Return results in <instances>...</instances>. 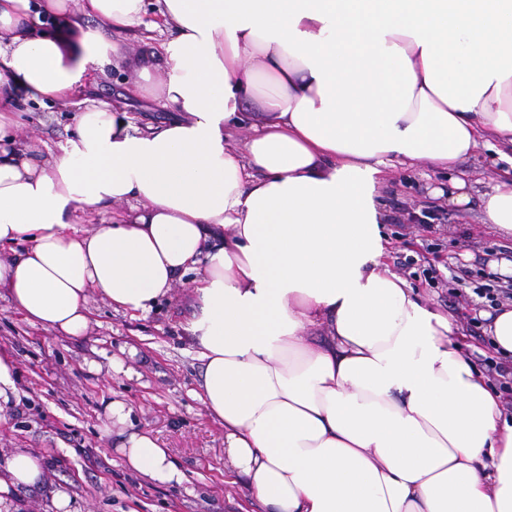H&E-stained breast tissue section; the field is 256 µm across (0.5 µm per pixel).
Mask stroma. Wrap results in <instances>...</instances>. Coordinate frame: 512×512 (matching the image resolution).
<instances>
[{
	"label": "stroma",
	"instance_id": "1",
	"mask_svg": "<svg viewBox=\"0 0 512 512\" xmlns=\"http://www.w3.org/2000/svg\"><path fill=\"white\" fill-rule=\"evenodd\" d=\"M84 92L109 102L124 100L135 128L164 125L172 114L150 95L134 91L132 76L106 67L93 72ZM23 124L17 144L44 157L59 153L75 124V107H44L17 100ZM495 151L479 147L459 165L470 187L464 207L440 206L435 192L447 187L446 172L418 165L396 168L379 185L383 203L381 228L389 241L390 270L407 280L422 299L448 312L458 324L465 352L481 362L487 349L469 331L467 319L478 316L484 300L451 304L448 291L430 287L427 268L440 279L467 272L469 287L496 288L501 251L512 252V238L498 235L482 221V196L497 169ZM438 208L436 232L415 231L400 239L398 230L411 213ZM191 277L177 278L171 292L142 315L117 312L90 292L91 324L85 336L65 338L29 324L6 291H0V353L11 356L18 376V396L0 413V457L19 448L46 460L44 481L13 496L10 512H48L51 490L62 489L77 512H264L240 484L224 480V426L207 414L194 392L200 363L196 348L182 329L191 316L187 296ZM134 347L125 358L126 372L94 371V364ZM124 401L135 429L153 433L172 461L184 471L183 485H168L130 469L118 452L117 433L109 431L102 402Z\"/></svg>",
	"mask_w": 512,
	"mask_h": 512
}]
</instances>
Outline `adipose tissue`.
<instances>
[{
    "label": "adipose tissue",
    "instance_id": "ef3b65f1",
    "mask_svg": "<svg viewBox=\"0 0 512 512\" xmlns=\"http://www.w3.org/2000/svg\"><path fill=\"white\" fill-rule=\"evenodd\" d=\"M150 11L162 46L108 40ZM104 64L177 120L139 132L76 98ZM19 93L76 104L58 156L15 149ZM481 143L512 146V0H0V289L78 337L89 290L143 314L197 271L196 396L266 512H512V422L447 314L387 269L375 198L395 161L452 173L448 204H469L453 171ZM482 208L512 237V176ZM105 411L130 468L186 482L123 401ZM44 473L5 456L0 506Z\"/></svg>",
    "mask_w": 512,
    "mask_h": 512
}]
</instances>
